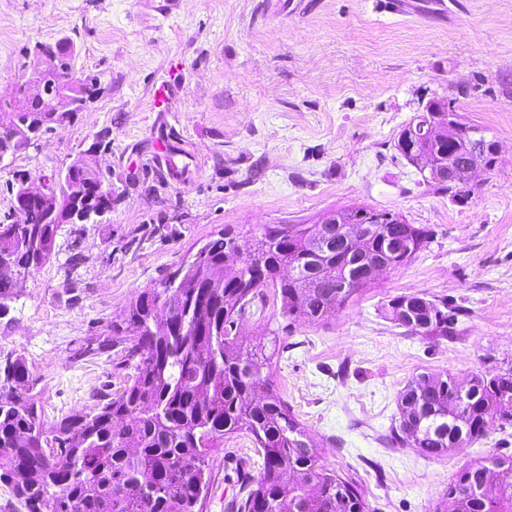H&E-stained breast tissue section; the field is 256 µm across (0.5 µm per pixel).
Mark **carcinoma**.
I'll use <instances>...</instances> for the list:
<instances>
[{
    "mask_svg": "<svg viewBox=\"0 0 512 512\" xmlns=\"http://www.w3.org/2000/svg\"><path fill=\"white\" fill-rule=\"evenodd\" d=\"M29 119L39 134L56 130L58 120L36 108L0 113V124ZM467 135L453 146L435 137L417 139L415 151L399 154L418 170L431 159L448 171L450 155L465 149ZM104 175L76 164L49 180L52 190L83 192L85 223L101 221L99 207L112 204V192L98 190ZM452 197L470 191L461 171L423 178ZM66 225L38 205L27 207L23 222L14 212L0 221V257L28 273L40 270L56 254L58 232ZM407 228L411 241L401 250ZM315 224L264 225L245 235L224 231L202 245L198 265L187 264L179 279L168 275L156 288L129 302L121 322L122 353L135 362L126 385L114 392L95 390L93 408L74 410L44 427L37 379L27 360L17 356L0 369V482L12 488L26 512H203L212 455L224 440L251 436L262 458L256 476L241 477L229 512H368L365 494L328 468L323 451L271 380L279 355L278 331L270 346L244 343L243 325L255 303L266 305L265 290L280 300V315L296 324H318L325 314L373 287L364 264L381 263L386 271L410 264L428 247L431 231L413 224H377L357 253L336 247V234L324 252H314ZM16 281L0 276V316L15 295ZM421 304L425 330L405 322L408 304ZM380 313L395 327L430 343L453 340L469 318V309L446 297L393 296ZM471 400L461 404L454 377L423 373L399 392L398 420L391 428L396 443L427 457H442L481 439L494 423H512V366L494 375H472ZM511 455L491 453L461 467L442 499L457 512H512ZM482 487L478 495L471 492Z\"/></svg>",
    "mask_w": 512,
    "mask_h": 512,
    "instance_id": "1",
    "label": "carcinoma"
}]
</instances>
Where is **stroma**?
Instances as JSON below:
<instances>
[{"label":"stroma","instance_id":"1","mask_svg":"<svg viewBox=\"0 0 512 512\" xmlns=\"http://www.w3.org/2000/svg\"><path fill=\"white\" fill-rule=\"evenodd\" d=\"M64 37L76 72L98 76L102 91L0 171L1 218L13 172L42 183L110 131L109 149L89 162L111 175V213L62 228L56 257L18 285L0 318V360L26 358L46 424L91 407L93 388L131 378L115 353L84 349L112 340L131 299L212 233L312 224L362 203L433 239L359 301L282 335L272 372L281 396L370 512H433L466 462L512 454L511 425L439 458L389 439L413 376L463 383L512 366V0H402L397 12L389 0H0V96L34 66L36 44ZM161 79L173 102L156 112ZM433 100L499 145L463 200L423 184L394 147ZM169 154L188 164L186 178L160 177ZM158 224L163 234H151ZM413 293L469 309L457 339L429 344L380 317L381 302ZM253 447L242 433L211 458L206 512H226Z\"/></svg>","mask_w":512,"mask_h":512}]
</instances>
